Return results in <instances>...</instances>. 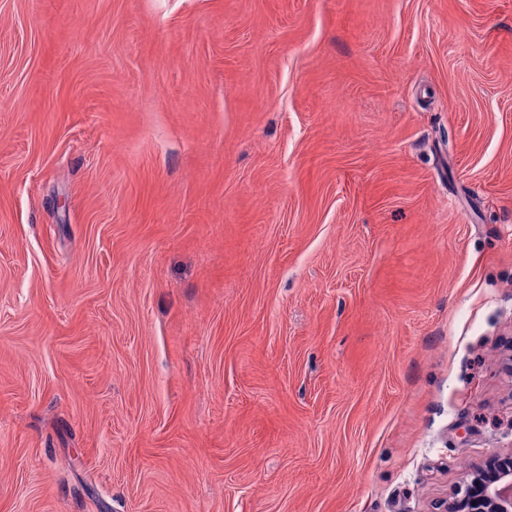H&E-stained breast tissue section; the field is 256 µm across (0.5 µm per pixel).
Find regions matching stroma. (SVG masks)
<instances>
[{
    "mask_svg": "<svg viewBox=\"0 0 512 512\" xmlns=\"http://www.w3.org/2000/svg\"><path fill=\"white\" fill-rule=\"evenodd\" d=\"M510 451L512 0H0V512Z\"/></svg>",
    "mask_w": 512,
    "mask_h": 512,
    "instance_id": "obj_1",
    "label": "stroma"
}]
</instances>
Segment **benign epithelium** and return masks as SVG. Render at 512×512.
I'll return each mask as SVG.
<instances>
[{
  "label": "benign epithelium",
  "mask_w": 512,
  "mask_h": 512,
  "mask_svg": "<svg viewBox=\"0 0 512 512\" xmlns=\"http://www.w3.org/2000/svg\"><path fill=\"white\" fill-rule=\"evenodd\" d=\"M439 512H512V453L478 464Z\"/></svg>",
  "instance_id": "obj_1"
}]
</instances>
